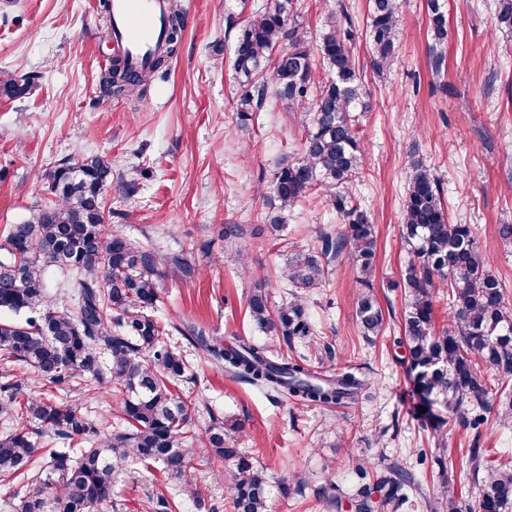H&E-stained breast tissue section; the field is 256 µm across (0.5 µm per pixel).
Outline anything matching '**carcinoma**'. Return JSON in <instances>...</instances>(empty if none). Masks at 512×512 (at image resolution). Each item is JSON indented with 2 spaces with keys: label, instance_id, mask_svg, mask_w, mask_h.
<instances>
[{
  "label": "carcinoma",
  "instance_id": "carcinoma-1",
  "mask_svg": "<svg viewBox=\"0 0 512 512\" xmlns=\"http://www.w3.org/2000/svg\"><path fill=\"white\" fill-rule=\"evenodd\" d=\"M430 65L442 69L448 38L446 0H426ZM400 0H369L365 37L370 68L380 75L392 64L400 25ZM295 0H275L274 7L253 14L236 37L233 67L239 78V130L247 134L253 113L268 93L288 110L312 108L299 156L277 161L264 224L280 237L295 205L322 190L345 230L316 231L317 247L288 251L282 271L303 291L322 283L333 262L349 261L366 287L358 295L356 318L367 338L383 334L386 320L367 291L374 273L377 234L367 210L350 187L362 177L364 144L359 113L366 111V73L354 58L356 27L338 0L327 8L316 48L294 20ZM495 25L512 32V0H497ZM184 17L172 9L165 29V50L149 68L132 73L115 58L101 81L103 92L143 99L152 82L169 73L182 41ZM3 91L21 96L36 85L33 75L11 77ZM404 189L401 237L409 255L402 275V336L408 373L426 417L435 410L480 427L512 425V395L491 403L512 376V304L502 280L491 268L469 224H452L440 179L411 153ZM112 164L100 157L65 159L41 175L47 202L28 219L9 227L0 245V419L11 428L0 435V475H15L25 490L15 512H92L112 501L113 482L137 464H158L174 480L172 497L161 494L155 512H175V500L202 506L190 472L193 449L186 444L192 400L177 387L197 378L179 333L205 359L224 366L235 378L267 392L285 394L301 406L334 407L370 400L371 382L350 369L334 375L310 368L309 358L290 357L267 345H224L193 327L162 325L153 315L158 286L174 267L190 276L182 255H164L128 238L105 223L102 196ZM58 273L77 285V302L52 294ZM448 301V317L437 322L436 306ZM247 312L259 330L291 341L313 335L303 296L273 313L263 288L247 298ZM26 366L45 384L79 382L87 393L115 399L119 420H90L81 404L42 393L20 398L22 382L15 368ZM48 433L57 448H39ZM206 443L214 458L230 465V499L235 512H269L270 488L263 471L229 446L224 419L212 416ZM479 486L474 512H512V452L481 458L470 453ZM485 472L479 478V472ZM383 480L385 500L397 509L417 489L412 470L396 464Z\"/></svg>",
  "mask_w": 512,
  "mask_h": 512
}]
</instances>
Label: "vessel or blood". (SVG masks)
Wrapping results in <instances>:
<instances>
[{
  "label": "vessel or blood",
  "mask_w": 512,
  "mask_h": 512,
  "mask_svg": "<svg viewBox=\"0 0 512 512\" xmlns=\"http://www.w3.org/2000/svg\"><path fill=\"white\" fill-rule=\"evenodd\" d=\"M112 43L133 68L148 64L163 40L169 0H110Z\"/></svg>",
  "instance_id": "vessel-or-blood-1"
}]
</instances>
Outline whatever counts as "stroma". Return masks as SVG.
<instances>
[{"mask_svg": "<svg viewBox=\"0 0 512 512\" xmlns=\"http://www.w3.org/2000/svg\"><path fill=\"white\" fill-rule=\"evenodd\" d=\"M495 2L448 0L445 61L436 76L425 0H402L394 64L384 75L366 76V154L353 189L376 226L372 290L389 327L371 340L361 335L358 272L343 262L304 294L317 336L310 346L265 335L246 312L258 282L271 310L291 300L280 277L286 243L309 246L318 227H341L317 192L297 204L280 240L263 222L274 164L299 152L310 122L308 111L285 109L270 96L252 134L238 129L232 46L249 13L275 0H250L245 9L238 0H178L187 15L181 46L169 77L155 80L140 102L100 92L112 56L100 0H0V72L38 77L29 94H0V239L44 201L41 170L62 159L105 157L112 162L106 223L165 253L185 254L195 268L191 277L171 273L161 284L160 321L196 327L228 345L245 340L303 353L320 370L352 368L373 382V400L333 408L299 406L210 362L200 363L196 382L182 385L194 404L195 438L203 439L211 415L223 417L226 440L264 469L273 485L270 512H355L356 465L376 479L399 462L413 464L419 484L418 508L400 512H430L447 483L466 508L476 487L449 470L448 460L475 448L512 449V427L475 431L449 417L440 429L419 428V400L395 343L408 262L399 225L411 151L435 169L450 220L475 225L479 246L512 291V244L497 233L498 224L512 222V33L496 27ZM228 224L246 227L238 244L225 241ZM242 251L248 275L238 262ZM190 467L207 512H233L226 466L199 447ZM169 487L160 466L136 465L118 477L102 512H153Z\"/></svg>", "mask_w": 512, "mask_h": 512, "instance_id": "1", "label": "stroma"}]
</instances>
